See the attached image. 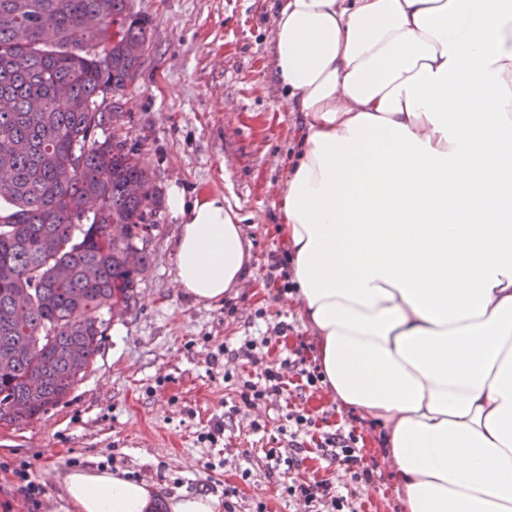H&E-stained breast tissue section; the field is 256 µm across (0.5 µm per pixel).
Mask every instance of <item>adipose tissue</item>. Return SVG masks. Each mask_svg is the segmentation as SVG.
<instances>
[{"label": "adipose tissue", "mask_w": 512, "mask_h": 512, "mask_svg": "<svg viewBox=\"0 0 512 512\" xmlns=\"http://www.w3.org/2000/svg\"><path fill=\"white\" fill-rule=\"evenodd\" d=\"M300 113L281 197L299 314L344 407L385 428L404 512H512V0H285ZM167 206L176 280L223 301L250 245L223 195ZM76 512H153L104 468Z\"/></svg>", "instance_id": "obj_1"}]
</instances>
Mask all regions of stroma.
<instances>
[{
  "mask_svg": "<svg viewBox=\"0 0 512 512\" xmlns=\"http://www.w3.org/2000/svg\"><path fill=\"white\" fill-rule=\"evenodd\" d=\"M282 0H130L149 22L138 72L106 101L120 111L115 130L135 144L160 192L171 183L189 195H224L242 217L250 243L247 280L223 301L205 304L175 283L181 224L161 207L137 277L136 300L112 320L86 377L61 403L29 425H0V512H74L65 472L104 468L149 483L158 505L188 492L220 498L239 490L236 512H309L279 496V483L328 480L356 512H403L382 426L339 405L328 386L288 387L246 407L243 378L284 367L298 343L307 369L319 362L315 338L301 320L288 248L279 226L278 188L291 165L300 128L274 65L273 32ZM268 337L256 362L235 357L245 339ZM228 354H221V347ZM218 362H211V353ZM303 412L310 435H295L288 416ZM217 443L205 435L214 425ZM349 431L374 478L324 456L316 439ZM298 451H291V441ZM294 452L291 471L270 472L266 453ZM31 466L44 488L38 510L16 493L14 466ZM249 479H241L242 469Z\"/></svg>",
  "mask_w": 512,
  "mask_h": 512,
  "instance_id": "35a3bbf8",
  "label": "stroma"
}]
</instances>
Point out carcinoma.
<instances>
[{"instance_id":"carcinoma-1","label":"carcinoma","mask_w":512,"mask_h":512,"mask_svg":"<svg viewBox=\"0 0 512 512\" xmlns=\"http://www.w3.org/2000/svg\"><path fill=\"white\" fill-rule=\"evenodd\" d=\"M149 21L128 0H0V422L66 398L94 364L115 308L135 300L158 192L103 108L138 70ZM47 25L57 43L39 44ZM102 47L96 51V47ZM131 182L143 192H127ZM125 234L111 236V226ZM67 266L65 282L54 271ZM73 346L83 361L68 360Z\"/></svg>"}]
</instances>
